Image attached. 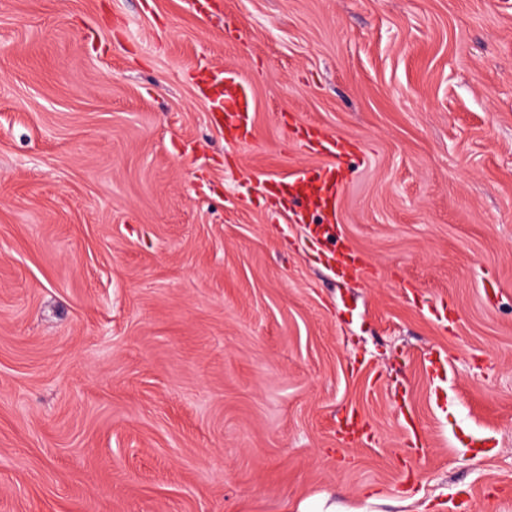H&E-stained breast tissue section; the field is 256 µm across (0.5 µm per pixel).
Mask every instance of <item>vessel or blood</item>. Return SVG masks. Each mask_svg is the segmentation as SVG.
<instances>
[{
	"label": "vessel or blood",
	"mask_w": 512,
	"mask_h": 512,
	"mask_svg": "<svg viewBox=\"0 0 512 512\" xmlns=\"http://www.w3.org/2000/svg\"><path fill=\"white\" fill-rule=\"evenodd\" d=\"M203 95L224 128L235 131L241 144H249L254 136V122L248 77L221 71L217 80L208 82ZM297 141L308 152L327 157V164L298 170L285 181H261V188L278 196L295 222L306 225L313 245L339 277L367 275L369 262L341 245L336 234L338 207L345 191V165L351 156L357 155V148L312 125L300 127Z\"/></svg>",
	"instance_id": "obj_1"
}]
</instances>
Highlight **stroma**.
Returning a JSON list of instances; mask_svg holds the SVG:
<instances>
[{
	"instance_id": "stroma-1",
	"label": "stroma",
	"mask_w": 512,
	"mask_h": 512,
	"mask_svg": "<svg viewBox=\"0 0 512 512\" xmlns=\"http://www.w3.org/2000/svg\"><path fill=\"white\" fill-rule=\"evenodd\" d=\"M194 2L0 0V512H512V0ZM306 124L363 281L257 191ZM212 113H217L224 129L236 132V140L249 144L254 136L252 87L248 77L221 70L216 81L203 89Z\"/></svg>"
}]
</instances>
